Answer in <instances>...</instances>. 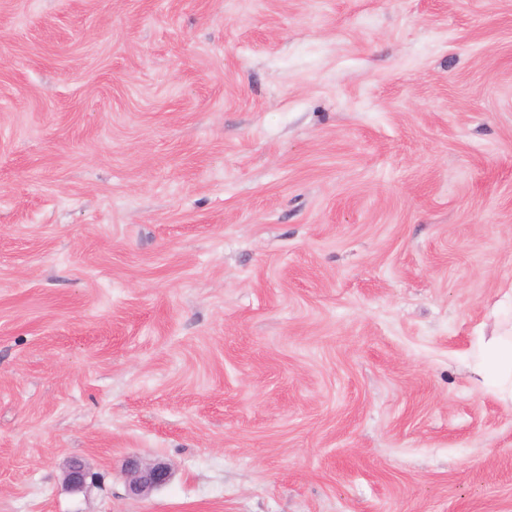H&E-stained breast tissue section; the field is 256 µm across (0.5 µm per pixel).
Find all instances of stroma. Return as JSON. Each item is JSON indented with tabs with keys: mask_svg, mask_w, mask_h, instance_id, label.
Returning a JSON list of instances; mask_svg holds the SVG:
<instances>
[{
	"mask_svg": "<svg viewBox=\"0 0 512 512\" xmlns=\"http://www.w3.org/2000/svg\"><path fill=\"white\" fill-rule=\"evenodd\" d=\"M511 328L512 0H0V512H512ZM478 386L495 383L503 398L512 401V336H495L480 348L479 359L472 369ZM126 487L134 496H145L152 490L166 484L171 476L168 466L161 462L143 463L129 458L125 463Z\"/></svg>",
	"mask_w": 512,
	"mask_h": 512,
	"instance_id": "obj_1",
	"label": "stroma"
}]
</instances>
